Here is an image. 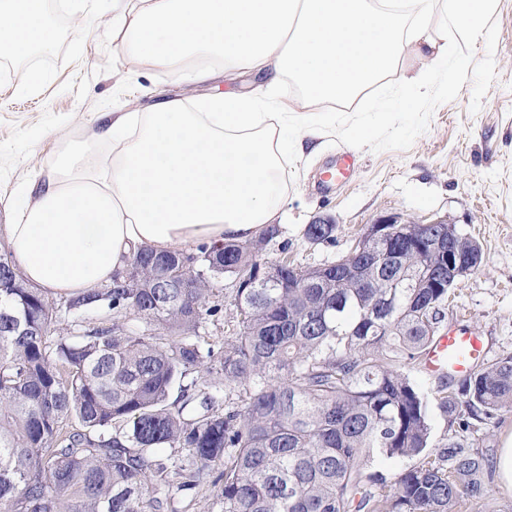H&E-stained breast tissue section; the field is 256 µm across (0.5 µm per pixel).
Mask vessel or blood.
<instances>
[{
  "mask_svg": "<svg viewBox=\"0 0 512 512\" xmlns=\"http://www.w3.org/2000/svg\"><path fill=\"white\" fill-rule=\"evenodd\" d=\"M488 353L489 345L480 333L449 328L428 349L421 367L431 378L444 380L473 373Z\"/></svg>",
  "mask_w": 512,
  "mask_h": 512,
  "instance_id": "1",
  "label": "vessel or blood"
}]
</instances>
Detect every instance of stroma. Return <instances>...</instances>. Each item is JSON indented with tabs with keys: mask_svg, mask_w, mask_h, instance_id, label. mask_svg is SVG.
<instances>
[{
	"mask_svg": "<svg viewBox=\"0 0 512 512\" xmlns=\"http://www.w3.org/2000/svg\"><path fill=\"white\" fill-rule=\"evenodd\" d=\"M46 14L51 52H0V225L16 223L25 190L40 187L71 144L95 143L113 113L229 88L133 63L112 37V0H85L78 11L46 0ZM481 29L477 39L448 34L469 60L465 71L423 60L431 89L402 87L390 74L351 100L309 107L324 145L311 156L289 153L288 203L266 256L319 265L344 255L379 218L448 220L479 244L483 261L458 282L446 320L485 336L494 362L512 355V0H497ZM345 154L358 161L352 175L322 185V173ZM318 220L335 224L333 241L306 240V226Z\"/></svg>",
	"mask_w": 512,
	"mask_h": 512,
	"instance_id": "35a3bbf8",
	"label": "stroma"
}]
</instances>
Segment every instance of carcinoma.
Listing matches in <instances>:
<instances>
[{
  "instance_id": "cac0c4a2",
  "label": "carcinoma",
  "mask_w": 512,
  "mask_h": 512,
  "mask_svg": "<svg viewBox=\"0 0 512 512\" xmlns=\"http://www.w3.org/2000/svg\"><path fill=\"white\" fill-rule=\"evenodd\" d=\"M335 230L309 224L306 238ZM440 234L365 232L352 261L301 266L264 257L270 224L198 255L139 250L110 286L59 307L0 254V512H179L173 489L205 486L221 512L482 507L494 461L472 439L512 410V356L442 397L466 438L434 456L428 394L403 371L454 295ZM226 274L233 334L216 352L200 329L222 310L210 297ZM90 310L141 326L48 343L61 314ZM158 448L180 455L168 465ZM380 457L417 462L389 481L366 472Z\"/></svg>"
}]
</instances>
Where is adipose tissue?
Masks as SVG:
<instances>
[{
  "mask_svg": "<svg viewBox=\"0 0 512 512\" xmlns=\"http://www.w3.org/2000/svg\"><path fill=\"white\" fill-rule=\"evenodd\" d=\"M495 0H112V32L132 61L190 70L196 82L244 72L246 92L146 112H116L102 132L112 159L92 165L76 145L6 225V249L27 281L60 296L110 283L135 248L242 241L281 221L288 145L322 135L280 93L295 81L308 104L344 100L399 70L407 57L452 58L448 32L475 33ZM45 0H0V51L50 50ZM294 140H287V131Z\"/></svg>",
  "mask_w": 512,
  "mask_h": 512,
  "instance_id": "1",
  "label": "adipose tissue"
}]
</instances>
